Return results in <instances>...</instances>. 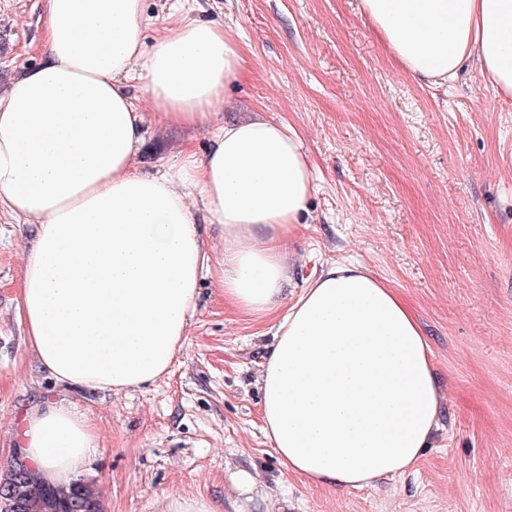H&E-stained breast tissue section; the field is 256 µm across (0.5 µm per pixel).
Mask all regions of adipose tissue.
Masks as SVG:
<instances>
[{
	"instance_id": "ef3b65f1",
	"label": "adipose tissue",
	"mask_w": 512,
	"mask_h": 512,
	"mask_svg": "<svg viewBox=\"0 0 512 512\" xmlns=\"http://www.w3.org/2000/svg\"><path fill=\"white\" fill-rule=\"evenodd\" d=\"M361 4L416 81L443 84L475 64L512 95V0ZM143 12L144 0H45L40 61L0 91V207L34 226L20 315L43 369L74 388L122 392L167 374L212 267L240 312L277 309L283 245L314 190L293 127L220 119L242 64L232 35L169 22L147 47ZM151 124L208 128L211 146L140 173ZM205 222L222 227L220 259ZM273 336L259 377L263 430L291 473L349 490L415 466L440 392L421 326L393 288L361 264L328 265ZM16 436L44 481L66 486L91 469L95 430L64 405L33 407ZM229 481L236 512H271L254 473Z\"/></svg>"
}]
</instances>
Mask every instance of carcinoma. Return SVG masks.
<instances>
[{
    "label": "carcinoma",
    "instance_id": "cac0c4a2",
    "mask_svg": "<svg viewBox=\"0 0 512 512\" xmlns=\"http://www.w3.org/2000/svg\"><path fill=\"white\" fill-rule=\"evenodd\" d=\"M11 505L0 512H102L99 492L79 482L66 488L51 485L29 467L12 465L0 483V502Z\"/></svg>",
    "mask_w": 512,
    "mask_h": 512
}]
</instances>
